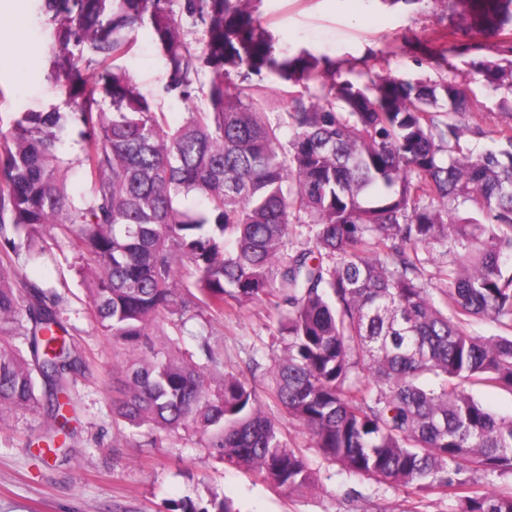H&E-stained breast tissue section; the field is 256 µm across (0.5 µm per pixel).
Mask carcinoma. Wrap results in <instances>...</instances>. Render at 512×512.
<instances>
[{
  "mask_svg": "<svg viewBox=\"0 0 512 512\" xmlns=\"http://www.w3.org/2000/svg\"><path fill=\"white\" fill-rule=\"evenodd\" d=\"M255 0H42L49 56L68 111L23 112L0 131V422L44 410L68 435L66 374L83 359L63 298L7 284L9 253L52 224L99 275L92 320L131 350L112 414L171 434L190 426L209 454L278 487L317 472L284 440L245 377L218 388L223 364L205 330L185 343L175 311L209 316L261 300L284 339L272 397L328 460L377 484L412 490L402 512L436 495L449 512H512V416L472 388L512 394V123L500 148L466 147L474 127L450 57L469 61L512 97V0H448L462 21L428 50L436 80L347 71L327 56L277 47ZM178 9H173V4ZM151 29L166 91L200 104L172 129L118 61ZM266 73L289 87L287 112L267 118ZM79 129L90 194L59 184L57 144ZM472 208L483 220L459 218ZM442 287L431 288L425 266ZM496 322L497 336L473 323ZM170 325L159 344L150 329ZM183 512H236L213 498Z\"/></svg>",
  "mask_w": 512,
  "mask_h": 512,
  "instance_id": "cac0c4a2",
  "label": "carcinoma"
}]
</instances>
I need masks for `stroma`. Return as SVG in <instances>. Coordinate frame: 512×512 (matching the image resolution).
Returning <instances> with one entry per match:
<instances>
[{"instance_id":"35a3bbf8","label":"stroma","mask_w":512,"mask_h":512,"mask_svg":"<svg viewBox=\"0 0 512 512\" xmlns=\"http://www.w3.org/2000/svg\"><path fill=\"white\" fill-rule=\"evenodd\" d=\"M41 0H0V129H9L22 112L63 107L48 68L52 35L40 11ZM25 21L22 43L9 38L12 16ZM257 16L280 47L305 48L339 62H353L370 73L387 72L409 80L433 76L420 45L450 24L445 0L387 6L380 0H262ZM142 93L166 114L170 127L186 120L187 104L166 93L167 71L149 28L135 34V47L120 61ZM473 112L483 133L468 137L471 150L494 149V132L512 114L502 97L479 75L465 74ZM44 256H12V281L39 282L64 294L63 318L89 359L85 375L71 384L73 431L65 447L39 457L38 443L50 434L44 412L15 417L0 428V512H175L183 501L203 506L227 498L240 512H402L406 491L349 475L326 461L305 430L280 418L285 439L302 448L318 477L308 487L288 490L271 485L247 467L219 462L199 445V433L182 430L155 440L150 426L132 428L112 415V363L132 359L89 317L88 288L93 274L72 242L53 225L37 240ZM276 314L266 303L236 306L212 322L211 346L224 355V371L240 373L249 359L259 363L253 382L269 404L270 370L283 341Z\"/></svg>"}]
</instances>
